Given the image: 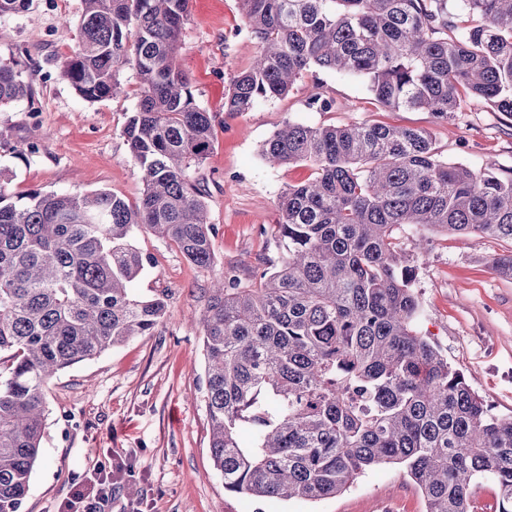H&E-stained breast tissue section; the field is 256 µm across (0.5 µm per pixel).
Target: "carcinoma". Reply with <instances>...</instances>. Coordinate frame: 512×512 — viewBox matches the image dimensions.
<instances>
[{"label": "carcinoma", "instance_id": "obj_1", "mask_svg": "<svg viewBox=\"0 0 512 512\" xmlns=\"http://www.w3.org/2000/svg\"><path fill=\"white\" fill-rule=\"evenodd\" d=\"M240 0L260 48L224 112L288 95L312 67L362 76L383 106L442 120L462 99L512 119V0ZM189 0H82L59 74L87 101L139 84L124 134L144 190L14 195L0 171V512H21L40 459L45 384L166 317L169 295L132 283L151 263L145 230L212 264L205 182L216 115L197 104L179 56ZM0 63V106L32 95ZM309 181L277 202L286 250L256 286L219 276L202 316L210 454L224 491L248 500L335 497L398 464L426 512H475L482 481L512 512V416L487 401L417 329L420 302L395 233L404 226L512 241V168L475 171L422 128L287 122L262 146Z\"/></svg>", "mask_w": 512, "mask_h": 512}]
</instances>
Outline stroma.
<instances>
[{
  "label": "stroma",
  "mask_w": 512,
  "mask_h": 512,
  "mask_svg": "<svg viewBox=\"0 0 512 512\" xmlns=\"http://www.w3.org/2000/svg\"><path fill=\"white\" fill-rule=\"evenodd\" d=\"M180 65L198 104L217 115L207 159L193 169L209 186L214 261L200 268L173 244L140 231L134 244L152 263L135 281L139 294L170 293L167 317L153 335L75 364L48 381L42 459L23 512H56L74 478L110 456L135 474L112 493V512L142 500L144 512H424L406 469L385 465L346 492L314 502L245 501L224 491L210 456L205 402L203 331L213 277L231 270L243 284L281 264L277 200L314 175L306 163L273 166L265 140L293 121L311 126L383 123L431 132L440 156L478 170L512 166V119L468 105L448 120L379 104L363 78L311 68L287 97L229 117L224 94L258 51L238 0H190ZM80 0H32L25 12L0 18V61L19 60L34 95L0 109V170L14 193L107 190L138 205L144 184L124 136L135 112L138 82L122 77V94L90 102L62 80L59 65L77 41ZM70 28H63V20ZM335 101L331 111L308 107L315 85ZM36 143L27 152V143ZM397 237L414 271L422 316L418 330L461 370L495 414L512 416V280L495 257L512 252L506 239L461 237L416 226Z\"/></svg>",
  "instance_id": "stroma-1"
}]
</instances>
